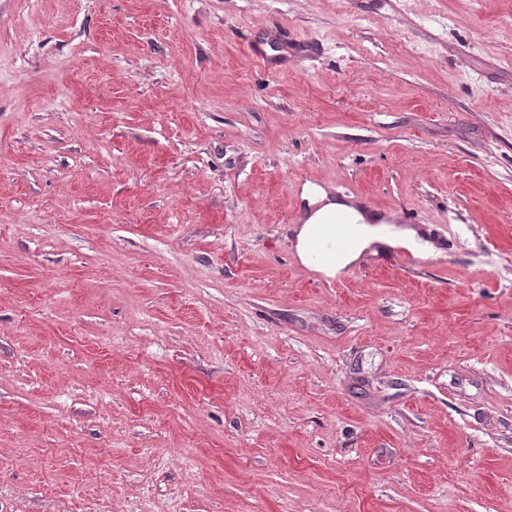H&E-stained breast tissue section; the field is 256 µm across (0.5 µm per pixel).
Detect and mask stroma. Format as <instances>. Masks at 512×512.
<instances>
[{
	"label": "stroma",
	"instance_id": "1",
	"mask_svg": "<svg viewBox=\"0 0 512 512\" xmlns=\"http://www.w3.org/2000/svg\"><path fill=\"white\" fill-rule=\"evenodd\" d=\"M0 512H512V0H0ZM303 198L309 205H318L295 229L294 250L298 259L308 264L314 244L317 228L323 223L347 218L352 224H341L343 246L327 261L317 264L316 270L325 277L335 278L346 267L355 264L373 245L386 244L392 247L404 246L421 258L433 257L436 248L423 241L418 231L412 227L392 228L386 225L367 224L364 215L352 201L334 197L323 187L307 184L303 189Z\"/></svg>",
	"mask_w": 512,
	"mask_h": 512
}]
</instances>
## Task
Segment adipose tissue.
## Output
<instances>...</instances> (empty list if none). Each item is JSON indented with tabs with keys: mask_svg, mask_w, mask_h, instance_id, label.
<instances>
[{
	"mask_svg": "<svg viewBox=\"0 0 512 512\" xmlns=\"http://www.w3.org/2000/svg\"><path fill=\"white\" fill-rule=\"evenodd\" d=\"M303 197L311 210L302 224L296 227L294 238V250L302 263L310 261L314 235L319 226H326L328 233L338 232L342 235L343 245L337 254L317 266L325 277H336L376 244L403 246L423 258L433 257L436 253L434 245L422 240L415 228L367 224L354 202L336 198L323 187L305 185Z\"/></svg>",
	"mask_w": 512,
	"mask_h": 512,
	"instance_id": "ef3b65f1",
	"label": "adipose tissue"
}]
</instances>
